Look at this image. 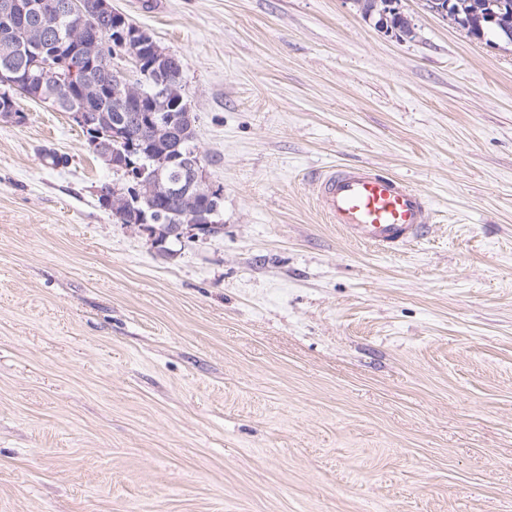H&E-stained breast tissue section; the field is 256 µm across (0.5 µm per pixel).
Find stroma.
Listing matches in <instances>:
<instances>
[{"instance_id": "35a3bbf8", "label": "stroma", "mask_w": 512, "mask_h": 512, "mask_svg": "<svg viewBox=\"0 0 512 512\" xmlns=\"http://www.w3.org/2000/svg\"><path fill=\"white\" fill-rule=\"evenodd\" d=\"M183 65L218 236L113 223L49 104L0 117V512H512V51L400 0H112ZM67 155V165L48 157ZM429 199L382 253L313 176Z\"/></svg>"}]
</instances>
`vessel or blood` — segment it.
Returning <instances> with one entry per match:
<instances>
[{
  "label": "vessel or blood",
  "mask_w": 512,
  "mask_h": 512,
  "mask_svg": "<svg viewBox=\"0 0 512 512\" xmlns=\"http://www.w3.org/2000/svg\"><path fill=\"white\" fill-rule=\"evenodd\" d=\"M329 223L383 252L400 250L429 230V201L403 180L364 166L330 167L314 178Z\"/></svg>",
  "instance_id": "1"
}]
</instances>
